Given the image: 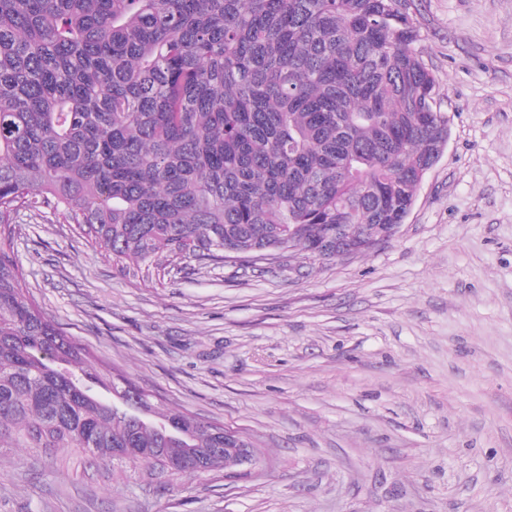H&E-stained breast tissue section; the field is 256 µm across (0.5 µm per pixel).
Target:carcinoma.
<instances>
[{
  "instance_id": "1",
  "label": "carcinoma",
  "mask_w": 512,
  "mask_h": 512,
  "mask_svg": "<svg viewBox=\"0 0 512 512\" xmlns=\"http://www.w3.org/2000/svg\"><path fill=\"white\" fill-rule=\"evenodd\" d=\"M396 0H0V441L173 476L224 426L118 388L23 288L14 216L48 209L123 270L410 213L448 120Z\"/></svg>"
}]
</instances>
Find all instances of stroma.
I'll return each mask as SVG.
<instances>
[{
    "mask_svg": "<svg viewBox=\"0 0 512 512\" xmlns=\"http://www.w3.org/2000/svg\"><path fill=\"white\" fill-rule=\"evenodd\" d=\"M447 145L389 241L113 266L22 213L24 286L108 377L246 434L261 467L152 476L0 447V512H512V0H406Z\"/></svg>",
    "mask_w": 512,
    "mask_h": 512,
    "instance_id": "obj_1",
    "label": "stroma"
}]
</instances>
